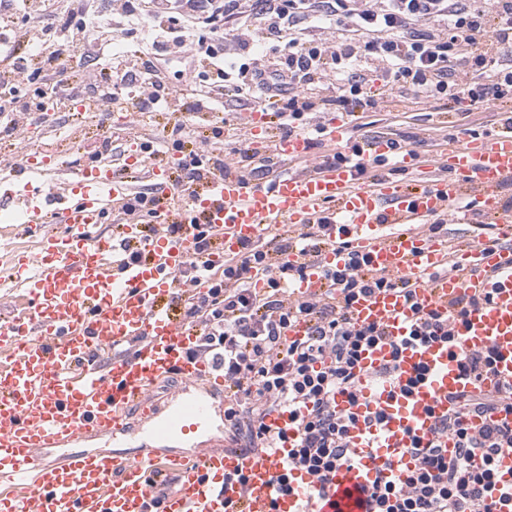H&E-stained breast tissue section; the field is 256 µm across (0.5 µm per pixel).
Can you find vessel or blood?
I'll list each match as a JSON object with an SVG mask.
<instances>
[{
	"label": "vessel or blood",
	"instance_id": "obj_1",
	"mask_svg": "<svg viewBox=\"0 0 512 512\" xmlns=\"http://www.w3.org/2000/svg\"><path fill=\"white\" fill-rule=\"evenodd\" d=\"M272 109L271 101L262 100L244 114L260 152L268 145L265 123ZM349 124L345 115L322 121L321 136L347 150ZM273 147L284 161L311 152L302 134L279 138ZM360 147L401 165L417 158L383 138L364 139ZM439 161L446 175L413 186L384 175L366 181L346 165L274 174L264 182L228 166L204 193L168 215V222L183 226L179 239L160 224L148 238L142 225H123L124 242L143 250L133 258L96 231L113 199L127 191L110 164L89 157L68 181L51 188L43 176L58 167V158L20 154L13 173L22 188L1 198L0 209L17 211L19 223L41 236L42 247L22 264L26 316L0 321V512H150L156 481L173 484L163 512H224L230 504L240 512H301L309 499L315 512H364L360 489L401 448L406 430L428 432L429 413L446 411L449 394L469 386L446 348L409 341L412 312L403 297L388 291L359 299L353 317L406 339L402 378L421 364L428 378L409 395L372 384V371L389 360V351L376 346L362 352L367 404L342 397L336 403L361 416L383 410L387 424L374 439L352 430L360 461L339 470L335 492L324 497L305 478L293 481L291 495L276 497L274 476L283 469L284 447L256 453L225 447L222 436L212 435L196 456L176 454V447H197L200 431L223 414L224 376L193 356L196 334L168 303L195 251L198 225L223 227L220 252L231 255L269 230L313 222L328 206L342 237L368 254L373 268L420 282L418 299L429 308L446 306L464 288L493 290V303L460 327L458 341L466 350L493 347L495 379L512 381V207L503 200L504 188L512 185V114L504 113L491 138L450 139ZM124 162L129 170L149 167L155 193H175L173 160L147 157L136 137L126 139ZM441 215L452 224H498L505 244L493 252L475 243L462 246L453 257L457 270L447 271V242L420 231ZM342 263L340 253L325 251L301 290L316 291L323 269ZM133 339L138 345L132 354L112 355V347ZM95 353L108 354V361L93 364ZM173 377L185 390L160 402L156 389ZM135 414L150 424L154 446L148 455L80 449L90 436L128 442L136 433Z\"/></svg>",
	"mask_w": 512,
	"mask_h": 512
}]
</instances>
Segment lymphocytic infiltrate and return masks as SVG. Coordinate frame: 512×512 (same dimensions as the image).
I'll return each mask as SVG.
<instances>
[{
	"instance_id": "f902f5d3",
	"label": "lymphocytic infiltrate",
	"mask_w": 512,
	"mask_h": 512,
	"mask_svg": "<svg viewBox=\"0 0 512 512\" xmlns=\"http://www.w3.org/2000/svg\"><path fill=\"white\" fill-rule=\"evenodd\" d=\"M16 10L17 19L1 33L0 91L25 85L24 95L12 101L18 113L29 112L37 99L65 105L78 80L97 88L99 100L111 102L113 111H161L168 106L167 87L155 63L170 59L183 65L185 86L177 99L190 111H219L228 97L276 100L275 138L293 133L304 115L374 109L400 89L424 104L453 102L464 92L474 101L512 106V55L496 51L512 43V0H115L108 25L120 35L155 19L145 32L147 48L126 51L111 67L77 76L58 69L56 54L76 45L98 56L102 45L87 38L86 28L100 13L99 0H76L65 10L57 0H24ZM115 71L124 73L128 90L112 89ZM336 85L345 95L327 96ZM240 126L224 118L207 133L195 123L174 127V174L184 196L223 170L221 136ZM177 203L174 196L137 191L113 221L140 218L149 234L154 220ZM218 237L209 228L199 231L175 303L198 331L196 355L218 364L230 390L225 442L259 452L290 443L284 470L275 477L279 492H291L288 473L294 469L326 491L338 470L357 462L351 429L385 426L384 414L361 418L339 410L336 398L356 403L355 369L370 346H389L391 354L374 381L396 383L403 340L351 318L359 298L394 290L413 312L411 338L454 348L471 387L449 395L448 410L435 418L430 434L407 430L402 451L417 465L400 481L376 473L363 490L367 512H504L512 505L511 495L495 491L499 463L512 453V421L505 419L512 414V383L485 388L494 370L491 347L461 350L455 336L456 325L490 304L491 293H463L445 310H425L416 299V283L374 270L326 213L247 245L217 265L211 256ZM325 248L345 252L343 267L325 271L322 292L295 296V284ZM258 276L264 288L254 287ZM299 320L306 322V334L288 338V328ZM283 409L299 415L290 439L265 423L267 415ZM493 412L499 420H490ZM448 436L454 441L450 450L442 443Z\"/></svg>"
}]
</instances>
